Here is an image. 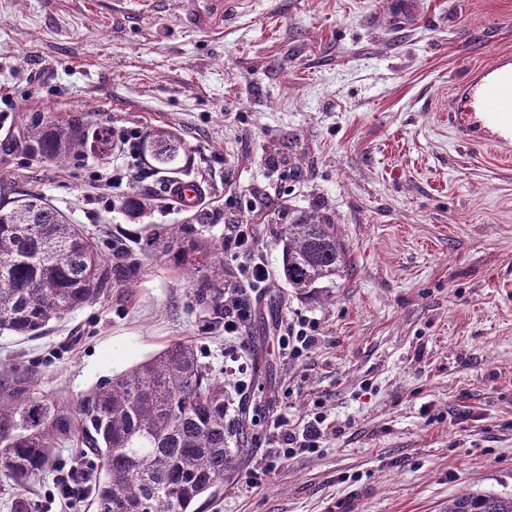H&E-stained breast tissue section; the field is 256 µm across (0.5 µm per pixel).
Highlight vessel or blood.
I'll return each instance as SVG.
<instances>
[{"label":"vessel or blood","instance_id":"1","mask_svg":"<svg viewBox=\"0 0 512 512\" xmlns=\"http://www.w3.org/2000/svg\"><path fill=\"white\" fill-rule=\"evenodd\" d=\"M460 137L479 142L502 155L512 154V57L502 55L469 75L452 108ZM204 195L199 182L179 180L171 196L180 207H196Z\"/></svg>","mask_w":512,"mask_h":512}]
</instances>
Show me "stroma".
Returning a JSON list of instances; mask_svg holds the SVG:
<instances>
[{"label":"stroma","mask_w":512,"mask_h":512,"mask_svg":"<svg viewBox=\"0 0 512 512\" xmlns=\"http://www.w3.org/2000/svg\"><path fill=\"white\" fill-rule=\"evenodd\" d=\"M0 0V195L43 193L91 236L180 224L172 199L133 220L121 197L159 177L94 185L99 159L31 155L24 127L176 128L203 206L246 224L270 270L274 211L324 203L348 265L330 300L278 277L246 331V450L203 512H445L466 491L512 494V157L460 138L456 84L512 55V0ZM197 279L148 260L130 288L52 324L0 333V364L34 369L68 405L170 342L224 365V327ZM317 320L304 361L282 321ZM290 398H283V391ZM324 408L337 427L249 486L267 420Z\"/></svg>","instance_id":"1"}]
</instances>
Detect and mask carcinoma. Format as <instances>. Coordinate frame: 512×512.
Returning <instances> with one entry per match:
<instances>
[{"instance_id":"obj_1","label":"carcinoma","mask_w":512,"mask_h":512,"mask_svg":"<svg viewBox=\"0 0 512 512\" xmlns=\"http://www.w3.org/2000/svg\"><path fill=\"white\" fill-rule=\"evenodd\" d=\"M30 149L52 163L90 155L107 159L115 144L106 126L74 115L64 126L26 128ZM189 148L177 129L157 127L140 141L141 162L154 172L182 168ZM154 196L131 194L121 210L141 217ZM219 212L195 210L183 224H148L134 243L102 244L39 193L0 200V331L39 336L53 321L130 288L144 261L172 254L188 269L208 262L197 297L224 294V239L204 234ZM276 245L279 276L299 296L332 297L347 267L332 216L320 209L288 214ZM29 369L0 368V472L24 487L53 465L55 450L82 434L83 453L99 473L92 483L97 512H194L224 481L241 442L242 424L228 418L224 372L194 346L174 341L129 370L104 379L71 409L38 391ZM446 512H512V495L465 492Z\"/></svg>"}]
</instances>
